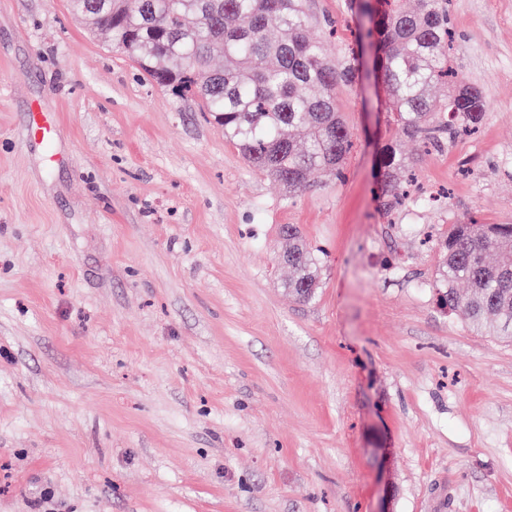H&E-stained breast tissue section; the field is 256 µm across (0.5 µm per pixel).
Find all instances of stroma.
<instances>
[{
  "mask_svg": "<svg viewBox=\"0 0 512 512\" xmlns=\"http://www.w3.org/2000/svg\"><path fill=\"white\" fill-rule=\"evenodd\" d=\"M361 6L307 0L310 34L346 52ZM449 15L489 111L405 141L419 188L388 208L368 46L342 178L291 195L69 0H0V512H512V342L433 288L439 233L512 224V0ZM284 224L321 259L312 301ZM288 231L281 229V236L285 242L283 254H288L285 263L292 270L286 287L288 293L302 302H309L316 297L320 280L319 258L306 244L300 227L288 224ZM282 254V255H283Z\"/></svg>",
  "mask_w": 512,
  "mask_h": 512,
  "instance_id": "obj_1",
  "label": "stroma"
}]
</instances>
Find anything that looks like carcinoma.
Listing matches in <instances>:
<instances>
[{
    "mask_svg": "<svg viewBox=\"0 0 512 512\" xmlns=\"http://www.w3.org/2000/svg\"><path fill=\"white\" fill-rule=\"evenodd\" d=\"M416 2L413 10L401 0L364 4L396 127L379 158L387 193L414 167L402 139L437 149L478 129L489 110L481 90L450 64L448 0ZM71 8L108 33L149 80L197 99L245 162L288 192L304 189L315 172L341 176L352 143L336 90L352 82L355 62L330 59L327 44L308 34L304 0H71ZM439 83L448 84L444 99L431 94ZM281 236L292 270L288 293L309 302L320 284L319 258L298 225ZM441 252L433 284L440 304L462 312L474 331L512 340V224H452Z\"/></svg>",
    "mask_w": 512,
    "mask_h": 512,
    "instance_id": "cac0c4a2",
    "label": "carcinoma"
}]
</instances>
